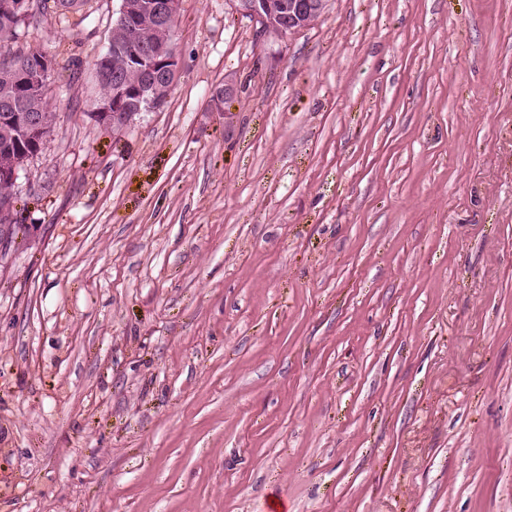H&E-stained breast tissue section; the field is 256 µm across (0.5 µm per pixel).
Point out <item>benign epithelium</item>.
I'll return each instance as SVG.
<instances>
[{
  "label": "benign epithelium",
  "mask_w": 512,
  "mask_h": 512,
  "mask_svg": "<svg viewBox=\"0 0 512 512\" xmlns=\"http://www.w3.org/2000/svg\"><path fill=\"white\" fill-rule=\"evenodd\" d=\"M115 23L135 47L114 56L112 90L96 101L94 111L112 115V124L121 128L133 119L125 105L127 97L137 101L134 113L160 107L170 95L180 75V58L175 48L154 47L148 36L169 28L178 14L180 0H119ZM236 9L250 19L261 40L271 35L284 37L309 27L323 12L326 0H234ZM0 9L16 18L35 11L33 0H3ZM149 71L152 78L141 81L133 75ZM54 64L48 55L31 60L29 74L20 86L35 80L42 89V100L50 102L48 87Z\"/></svg>",
  "instance_id": "1"
}]
</instances>
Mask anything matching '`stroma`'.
Masks as SVG:
<instances>
[{"instance_id":"1","label":"stroma","mask_w":512,"mask_h":512,"mask_svg":"<svg viewBox=\"0 0 512 512\" xmlns=\"http://www.w3.org/2000/svg\"><path fill=\"white\" fill-rule=\"evenodd\" d=\"M118 0L51 55L0 256V512H512V0H181L112 130ZM234 80L223 108L214 90ZM234 0L236 9L250 19L257 37L287 36L309 27L323 12L326 0ZM282 8L284 11L279 12ZM282 16V17H279Z\"/></svg>"}]
</instances>
